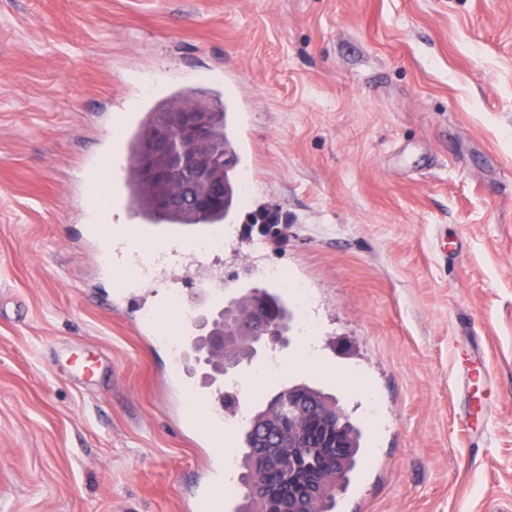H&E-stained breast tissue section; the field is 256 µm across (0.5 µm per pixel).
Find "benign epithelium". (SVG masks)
Segmentation results:
<instances>
[{
  "label": "benign epithelium",
  "instance_id": "1",
  "mask_svg": "<svg viewBox=\"0 0 512 512\" xmlns=\"http://www.w3.org/2000/svg\"><path fill=\"white\" fill-rule=\"evenodd\" d=\"M214 128L213 111L195 106L174 108L157 120L141 146L139 158L141 179L152 188L157 209L203 212L224 203V184L217 179L209 153L216 147ZM244 339L250 343L254 356L268 347H286L288 323L270 324L260 297H232L224 303V330L215 329L205 338L207 355L219 358ZM288 404L294 408L295 417L283 425L281 405L274 404L264 432L273 435L275 442L265 445L260 452L266 455L270 448H277L279 452L274 457L294 466V449L302 447L305 441L302 418L310 414L318 427L330 430L335 407L320 399L300 400L291 392ZM331 481L332 475L327 472L312 477L307 494L289 497L281 512H314L315 503Z\"/></svg>",
  "mask_w": 512,
  "mask_h": 512
}]
</instances>
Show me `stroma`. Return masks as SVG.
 Wrapping results in <instances>:
<instances>
[{"label":"stroma","instance_id":"1","mask_svg":"<svg viewBox=\"0 0 512 512\" xmlns=\"http://www.w3.org/2000/svg\"><path fill=\"white\" fill-rule=\"evenodd\" d=\"M182 93L247 116L225 295L277 266L320 326L267 393L319 377L364 426L336 512H512V0H0V512H186L203 475L82 238L107 116Z\"/></svg>","mask_w":512,"mask_h":512}]
</instances>
